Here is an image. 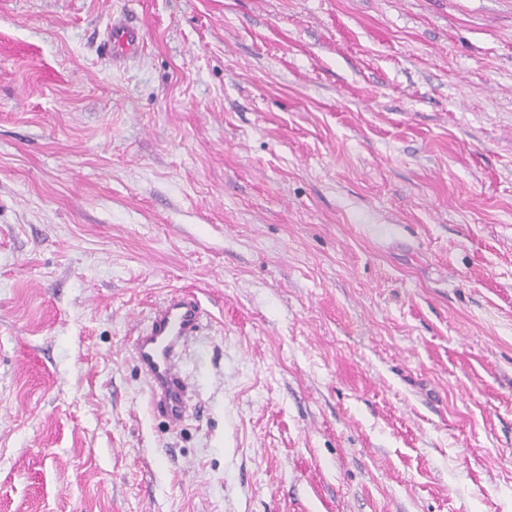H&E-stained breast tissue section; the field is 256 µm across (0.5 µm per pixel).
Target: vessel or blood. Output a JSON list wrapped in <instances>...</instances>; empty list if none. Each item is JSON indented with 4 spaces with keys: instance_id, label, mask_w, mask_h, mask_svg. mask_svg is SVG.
Listing matches in <instances>:
<instances>
[{
    "instance_id": "vessel-or-blood-1",
    "label": "vessel or blood",
    "mask_w": 512,
    "mask_h": 512,
    "mask_svg": "<svg viewBox=\"0 0 512 512\" xmlns=\"http://www.w3.org/2000/svg\"><path fill=\"white\" fill-rule=\"evenodd\" d=\"M109 37L112 56L117 60L138 51L144 40L140 29L122 21L113 23ZM201 320L197 300L174 293L151 310L133 338V355L150 385L152 401L175 424L183 420L189 402V383L180 354L197 336Z\"/></svg>"
}]
</instances>
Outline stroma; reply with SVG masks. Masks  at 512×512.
<instances>
[{"label": "stroma", "mask_w": 512, "mask_h": 512, "mask_svg": "<svg viewBox=\"0 0 512 512\" xmlns=\"http://www.w3.org/2000/svg\"><path fill=\"white\" fill-rule=\"evenodd\" d=\"M0 512H512V0H0ZM109 37L114 60H120L131 52L138 51L144 40V34L140 29L123 21L113 23ZM201 320L197 300L174 293L151 310L147 323L133 338V355L150 385L153 404L175 425L185 417L189 402L180 354L197 336Z\"/></svg>", "instance_id": "stroma-1"}]
</instances>
